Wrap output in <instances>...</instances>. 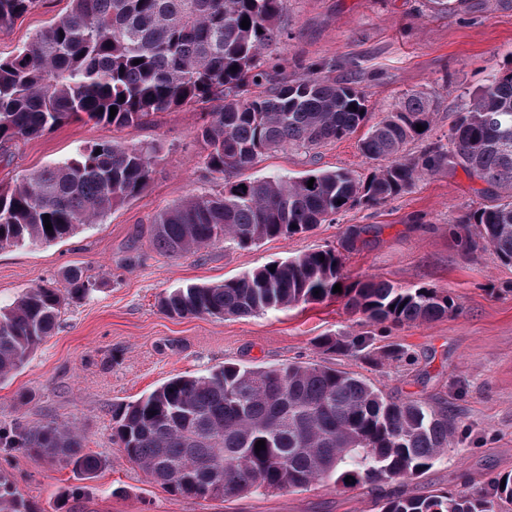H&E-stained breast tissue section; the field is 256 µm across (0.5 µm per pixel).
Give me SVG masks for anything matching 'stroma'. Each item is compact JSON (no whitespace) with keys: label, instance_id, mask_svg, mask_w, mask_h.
<instances>
[{"label":"stroma","instance_id":"obj_1","mask_svg":"<svg viewBox=\"0 0 512 512\" xmlns=\"http://www.w3.org/2000/svg\"><path fill=\"white\" fill-rule=\"evenodd\" d=\"M68 9L69 0H41L35 10L0 24V58L16 54ZM282 26L267 69L292 80L316 63L327 78H352L366 95L368 123L405 94L430 96L431 126L407 145L410 156L431 143L447 145L470 93L512 66V9L499 0H463L452 11L433 0H286ZM208 119L207 106L200 105L128 128L73 120L0 145L5 186L100 141L157 148L144 193L64 239L0 249V307L27 289L59 285L73 266L98 283L85 299L64 302L52 335L0 383V425H75L86 452L103 462L94 478L82 480L62 461L0 448V471L42 512H373L382 492L481 489L491 477L512 472V264L462 240L463 220L487 202L483 182L462 168L444 167L409 191L348 208L304 234L170 258L153 247L151 222L191 196L217 194L245 179H296L320 170L345 169L363 179L377 166L353 135L308 152L272 151L252 166L212 173L203 166L207 150L198 135ZM326 247L342 253L351 280L375 276L406 288H442L460 310L428 323L375 326L367 358L327 353L318 344L327 334L366 329L338 299L224 318H178L159 306L173 289L219 283ZM393 345L408 349L412 363L382 358ZM227 361L244 367L317 363L354 372L395 399L447 402L461 426L447 454L401 483L343 488L327 481L226 502L173 496L116 443L112 410L172 376L204 375Z\"/></svg>","mask_w":512,"mask_h":512}]
</instances>
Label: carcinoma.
<instances>
[{
	"label": "carcinoma",
	"mask_w": 512,
	"mask_h": 512,
	"mask_svg": "<svg viewBox=\"0 0 512 512\" xmlns=\"http://www.w3.org/2000/svg\"><path fill=\"white\" fill-rule=\"evenodd\" d=\"M38 2L0 0V24ZM70 2L69 12L0 59V143L36 138L76 119L133 127L160 112L210 103V120L200 128L204 164L222 174L286 146L309 151L341 140L367 119L366 95L352 80H330L313 64L293 80L264 69L285 0ZM245 18L247 29L241 28ZM136 59L141 63L133 64ZM260 86L263 92H251ZM432 112L429 98L412 92L369 127L360 151L382 165L364 181L344 170L238 181L220 196H193L157 216L152 245L182 257L220 243L245 247L288 238L357 203L378 204L406 192L423 174L448 165L483 181L492 198L464 220L466 243L478 241L512 262V67L493 74L474 96L450 130L448 149L437 145L420 159L404 156L405 145L422 136L416 125L429 128ZM152 153L148 145L102 141L0 188V247L61 240L142 194ZM337 283L340 293L333 292ZM95 288L81 268L71 267L63 287L30 288L1 310L0 380L52 334L64 297L80 300ZM335 297L369 323L400 326L460 309L439 288H402L375 277L349 283L334 249L268 263L220 284H190L162 296L160 307L181 318L241 317ZM322 345L368 355L373 337L367 331L329 334ZM112 420L116 441L153 482L201 500L300 490L331 479L345 488L400 483L424 474L460 427L442 401H394L361 375L314 363L228 362L206 375H177L116 408ZM259 440L265 449L258 452ZM0 447L60 459L83 479L102 467L68 424L0 426ZM376 510L512 512V473L497 475L488 491L396 494L378 499ZM0 512H39L2 471Z\"/></svg>",
	"instance_id": "1"
}]
</instances>
